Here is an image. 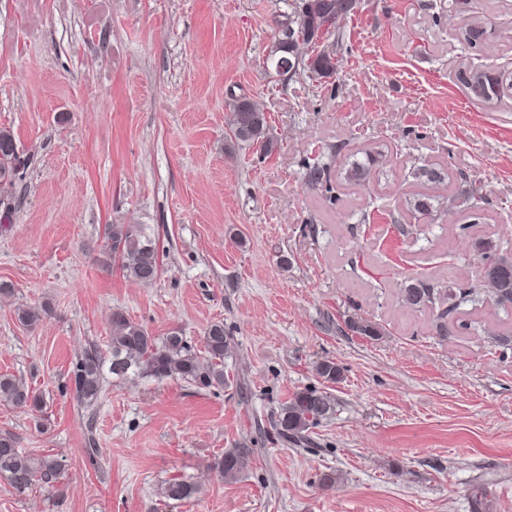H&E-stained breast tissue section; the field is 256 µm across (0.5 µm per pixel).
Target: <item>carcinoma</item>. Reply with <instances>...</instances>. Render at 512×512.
I'll return each mask as SVG.
<instances>
[{
	"instance_id": "obj_1",
	"label": "carcinoma",
	"mask_w": 512,
	"mask_h": 512,
	"mask_svg": "<svg viewBox=\"0 0 512 512\" xmlns=\"http://www.w3.org/2000/svg\"><path fill=\"white\" fill-rule=\"evenodd\" d=\"M354 9V0H300L286 15V21L279 23L278 39L266 63L274 68L282 66L288 71L294 69L320 77L335 74L339 39L323 44L306 59L297 53L298 39L310 42L332 35ZM461 80L475 96L485 101L502 97L506 89L502 80L480 66L463 75ZM226 109V125L231 137L258 145L266 155L276 150L277 143L267 133L266 114L256 101L247 97L234 98L226 104ZM0 154L3 155L0 159V205L6 207L0 216L2 224L10 221L11 207L6 199L12 194V175L22 163L13 135L3 129H0ZM371 171V165L354 162L346 170V176L351 182L367 181ZM413 175L421 183L444 180L441 170L428 165L416 168ZM456 206L457 199L450 195L421 194L412 203L413 209L422 216L447 212ZM480 249L481 263L474 285L454 290L412 279L401 289V305L413 311L437 304L448 305L435 324L438 336L448 335L447 317L463 303L476 304L488 299L505 312L512 310V250L498 249L490 243L481 245ZM102 255L103 262L118 264L126 278L142 285L152 284L162 271L157 243L145 232L142 224L108 225ZM50 312V307L45 304L15 308L18 323L28 331L36 330ZM346 326L351 332L371 340L382 336L376 324L363 318L349 319ZM231 351V337L227 336L224 323L220 321L206 328L203 351L197 352L178 333L156 337L144 326L116 311L112 313L107 351L90 345L77 357L69 381L75 398L88 405L98 398L102 390L106 365L117 378L133 375L157 381L182 379L199 389L208 390L224 385V358ZM316 375L334 383L341 379V370L335 362L324 360L316 366ZM0 405L22 413H33L43 408L44 399L21 380L3 374L0 375ZM335 408V400L327 391L316 387L298 389L280 407L272 421L273 428L279 436L299 441L305 438V432L331 417ZM252 452L253 449L246 446L228 448L214 462L212 470L226 480H234L241 474L244 462ZM60 474L61 463L57 458L24 453L17 448V440L12 433H0V475L6 477L16 490L23 492L35 482L50 483ZM198 491L196 482L188 478L170 480L160 487L163 498L180 502L195 498Z\"/></svg>"
}]
</instances>
